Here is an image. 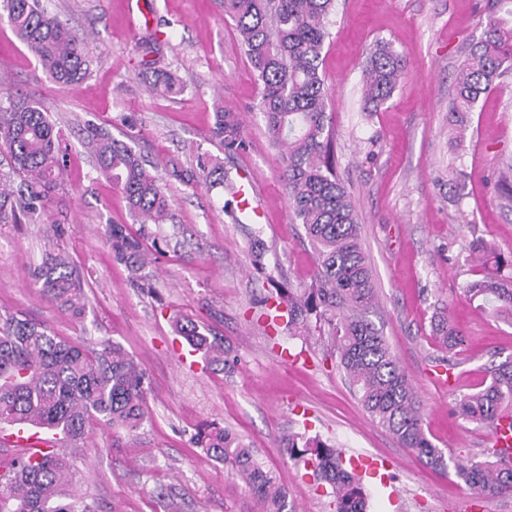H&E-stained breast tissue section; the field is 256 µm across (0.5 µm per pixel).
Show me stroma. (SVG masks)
I'll return each mask as SVG.
<instances>
[{"label":"stroma","mask_w":512,"mask_h":512,"mask_svg":"<svg viewBox=\"0 0 512 512\" xmlns=\"http://www.w3.org/2000/svg\"><path fill=\"white\" fill-rule=\"evenodd\" d=\"M53 0L75 31L102 54L74 87L49 80L7 21L0 20V76L11 91L42 101L60 135L66 168L40 220L0 224V314L21 312L65 339L116 342L150 379L149 417L135 434L105 423L69 449L72 492L95 512H263L261 501L229 469L195 447L216 423L241 437L288 492L295 512H336L328 485L288 459L291 434L340 448L344 463L379 460L361 477L368 512H512V493L478 495L454 474L426 467L372 421L336 359L326 323L272 330L262 318L265 276L309 287L316 253L288 207L282 160L257 110L259 84L221 0ZM485 0H338L322 52L332 92L329 112L336 172L356 205L361 243L373 268L379 307L371 319L410 375L424 429L444 452L484 461L490 428L458 419L456 398L483 389L493 364L512 359V324L477 311L463 297L470 281L496 272L468 259L485 242L512 258V200L502 174L512 164V72L456 119L455 75L484 36ZM154 35L163 66L184 85L162 96L142 74L141 41ZM385 41L406 61L393 96L362 109L367 52ZM235 112L244 149L212 138L217 108ZM109 132L155 163L174 221L141 224L121 193L96 170L89 129ZM219 158L235 184H253L259 217L226 211L231 193L171 179V164ZM125 225L153 256L147 278L132 281L113 260L107 225ZM266 246L263 269L250 261ZM62 251L87 296L83 318L50 303L29 277L43 254ZM512 277V267L498 270ZM449 315L462 332L454 351L431 336ZM188 315L222 336L228 365L185 368L184 340L172 320Z\"/></svg>","instance_id":"1"}]
</instances>
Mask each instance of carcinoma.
Listing matches in <instances>:
<instances>
[{"mask_svg":"<svg viewBox=\"0 0 512 512\" xmlns=\"http://www.w3.org/2000/svg\"><path fill=\"white\" fill-rule=\"evenodd\" d=\"M0 10L19 39L36 56L51 80L75 86L98 62L89 39L79 35L41 0H0ZM224 13L234 22L238 41L261 86L259 112L282 157L281 180L288 205L303 225L317 255L311 287L277 291L267 298L285 309V326L307 324L310 316L327 322L334 351L365 411L405 448L414 450L435 469L454 470L471 490L482 494L512 491V465L445 456L423 428V409L405 369L385 336L371 321L377 289L361 245V226L351 195L336 175L328 110L331 97L320 73L336 0H224ZM484 39L476 43L456 76L454 111H472L484 95L497 90L512 71V0H487ZM145 68L166 93L183 87L158 60ZM405 70L392 46L379 41L369 50L365 67L364 110L373 112L388 101ZM212 137L227 150L245 147L241 123L229 110L215 112ZM97 170L124 195L140 224L174 220L172 204L146 161L127 143L97 131ZM0 149L10 171L0 174V224H18L20 216L36 217L63 176L60 136L38 101L7 91L0 95ZM172 176L190 185L234 187L223 163L200 156L197 169L173 168ZM113 259L126 264L134 278L145 280L150 251L121 224L106 229ZM30 277L58 308L80 318L87 297L73 276L72 263L61 254H46L31 267ZM468 302L512 321V283L485 277L463 288ZM173 326L191 351L211 363L224 357V342L211 329L188 316ZM436 338L452 349L462 334L448 318L434 323ZM149 382L141 363L115 342L89 349L56 335L22 314H0V424H27L62 434L72 448L94 422L128 433L147 419ZM455 414L492 429L512 428V359L490 368V383L456 400ZM196 444L214 461L227 464L265 504L266 512H288V493L257 459L252 448L232 432L206 424ZM283 448L313 467L329 484L336 512H366L367 501L356 475L343 467L341 453L318 438L290 436ZM71 480L68 456L57 449L39 458L20 453L0 470V512H93L83 499L66 490Z\"/></svg>","mask_w":512,"mask_h":512,"instance_id":"1","label":"carcinoma"}]
</instances>
